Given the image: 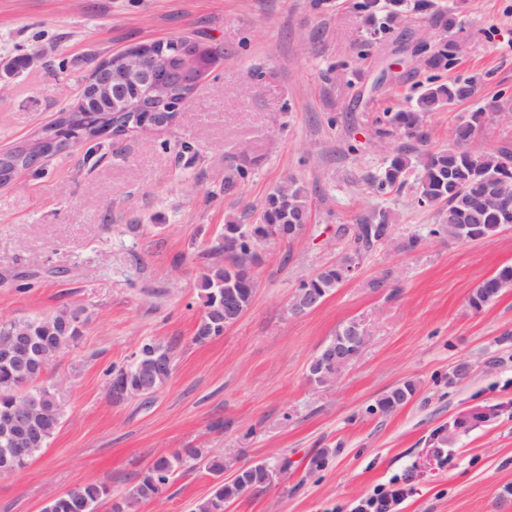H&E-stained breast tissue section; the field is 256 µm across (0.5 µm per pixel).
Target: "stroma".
Here are the masks:
<instances>
[{
	"instance_id": "1",
	"label": "stroma",
	"mask_w": 512,
	"mask_h": 512,
	"mask_svg": "<svg viewBox=\"0 0 512 512\" xmlns=\"http://www.w3.org/2000/svg\"><path fill=\"white\" fill-rule=\"evenodd\" d=\"M438 2L454 8L465 41L439 77L477 79L478 93L428 114L420 142L379 128L386 108L414 103L427 72L407 55L402 80L373 84L398 43L439 39L416 15L360 59L366 31L350 0H0V61H43L0 91V150L72 105L110 54L178 36L224 49L171 126L76 145L0 188V316L79 305L89 317L47 375L63 385V420L25 469L0 476V512H42L90 480L122 496L158 451L177 448L229 450L244 465L288 460L284 482L226 512H349L394 479L406 489L401 512H512V288L468 305L512 265V225L484 241L436 237V211L418 206L413 183L372 187L393 154L453 146L472 112L512 100V0ZM182 142L192 152L179 153ZM242 154L250 173L225 193L226 159ZM287 177L308 192L304 232L262 243L248 311L194 342L213 242L227 222L256 221ZM380 209L394 218L388 240L354 255L349 227ZM413 235L418 247L403 249ZM349 255L353 275L292 314L300 284ZM353 318L368 345L335 385L312 384L309 359ZM147 339L173 346L169 380L150 402L113 401L108 370ZM407 381L417 392L406 405L375 411ZM211 485L187 472L135 512H194ZM512 285V265L501 267L492 277L474 288L469 295V305L482 309L492 302L503 288Z\"/></svg>"
}]
</instances>
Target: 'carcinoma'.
I'll return each instance as SVG.
<instances>
[{
	"instance_id": "cac0c4a2",
	"label": "carcinoma",
	"mask_w": 512,
	"mask_h": 512,
	"mask_svg": "<svg viewBox=\"0 0 512 512\" xmlns=\"http://www.w3.org/2000/svg\"><path fill=\"white\" fill-rule=\"evenodd\" d=\"M405 0H353L352 10L364 24L377 28L382 34L404 19L402 6ZM410 11L428 16L434 24L448 32L458 25L451 9L438 10L434 0H412ZM457 60L456 50L448 39L441 38L420 59L427 72L448 70ZM477 82L473 79L455 78L448 82L429 81L415 104L408 110L384 112L388 128L382 135L393 132L409 138L423 139L422 121L431 112H439L452 105L474 97ZM502 107L493 101L473 112L470 118L454 129L455 146L429 151L414 162L397 153L389 159L383 173L374 179L375 190L383 194L401 186L409 170H418L415 187L417 202L422 207L436 208L437 224L431 233L455 240L462 239L464 226L478 225V236L488 239L495 236L505 224H512V208L505 211L485 198L496 194L512 202V174L501 170L499 158L510 157L504 148L496 153L476 152L468 148L479 133L487 112ZM90 128L87 139L102 138L112 133V119L98 112L86 113ZM38 136L47 140L44 150L52 151L53 145L79 137L77 128L69 124L64 114L44 125ZM23 149L16 145L0 153V185H5L14 173L30 168L21 159ZM228 175L224 178V191L233 190L247 176L246 163L231 160L227 163ZM310 208L304 187L286 181L275 187L266 197L261 216L253 224H226L224 234L212 248L215 261L199 276L197 288L202 299L203 314L196 327L193 340L203 343L224 334V285H235L243 308H248L254 294V281L249 267L252 255L265 240L280 233L283 237L299 235L308 224ZM391 224L390 215L379 210L359 220L354 230V254L344 261L326 267L315 276L302 282L297 295L314 288L327 297L342 283L341 270L354 264L361 252L385 241ZM512 285V265L501 267L492 277L474 288L469 295V305L478 309L492 302L502 289ZM88 323L82 307L64 308L53 315L23 320H0V343L11 341L12 334L28 337L30 358L43 355L44 366L38 371L29 370L23 362L0 361V418L16 410L26 413L34 434L21 454L11 451V442L0 433V475L25 468L47 447L49 440L60 426L64 400L61 384L46 380L51 365L65 350L77 346L84 336ZM167 370H157L159 362ZM174 366L173 349L154 340L139 344L131 354L129 363L108 372V388L112 397L126 388L144 401L162 387L170 378ZM416 392L415 385L405 382L381 396L376 409L391 412L409 402ZM204 469L214 478L209 496L197 504L196 512H224V503L236 499L252 489L267 484L265 475L247 468L231 482L224 481V455L205 454L198 448H180L155 455L136 484L124 496H112L110 487L102 481L90 480L46 503L43 512H98L106 504L108 512H132L135 505L161 495L169 484L185 471Z\"/></svg>"
}]
</instances>
